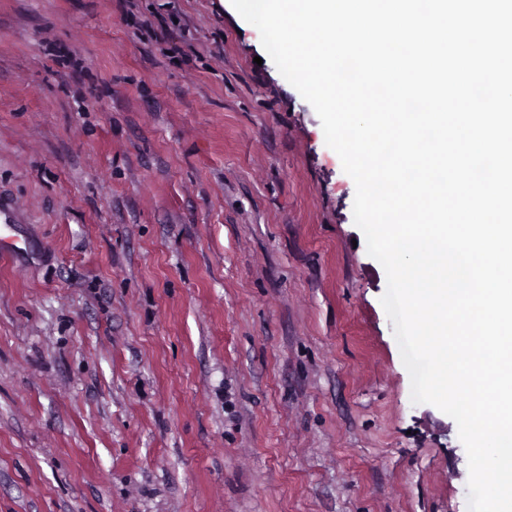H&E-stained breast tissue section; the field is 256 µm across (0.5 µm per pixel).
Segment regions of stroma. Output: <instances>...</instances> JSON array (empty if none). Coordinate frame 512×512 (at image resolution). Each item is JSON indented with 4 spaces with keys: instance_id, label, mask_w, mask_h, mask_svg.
<instances>
[{
    "instance_id": "stroma-1",
    "label": "stroma",
    "mask_w": 512,
    "mask_h": 512,
    "mask_svg": "<svg viewBox=\"0 0 512 512\" xmlns=\"http://www.w3.org/2000/svg\"><path fill=\"white\" fill-rule=\"evenodd\" d=\"M354 196L230 0H0V512H468Z\"/></svg>"
}]
</instances>
